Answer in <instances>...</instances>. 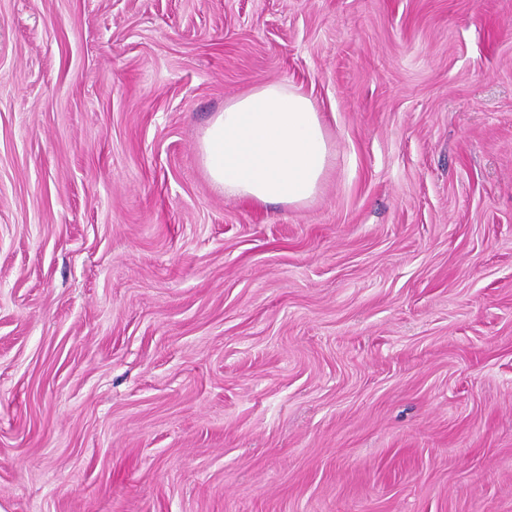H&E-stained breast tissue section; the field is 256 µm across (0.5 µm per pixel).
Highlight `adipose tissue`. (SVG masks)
<instances>
[{"instance_id":"1","label":"adipose tissue","mask_w":512,"mask_h":512,"mask_svg":"<svg viewBox=\"0 0 512 512\" xmlns=\"http://www.w3.org/2000/svg\"><path fill=\"white\" fill-rule=\"evenodd\" d=\"M200 152L210 181L226 195L288 206L317 196L332 157L313 101L285 83H260L228 101Z\"/></svg>"}]
</instances>
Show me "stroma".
Instances as JSON below:
<instances>
[{
	"label": "stroma",
	"instance_id": "stroma-1",
	"mask_svg": "<svg viewBox=\"0 0 512 512\" xmlns=\"http://www.w3.org/2000/svg\"><path fill=\"white\" fill-rule=\"evenodd\" d=\"M0 512H512V0H0ZM210 181L256 204L301 206L320 191L331 164L313 101L285 83H260L224 105L200 145Z\"/></svg>",
	"mask_w": 512,
	"mask_h": 512
}]
</instances>
